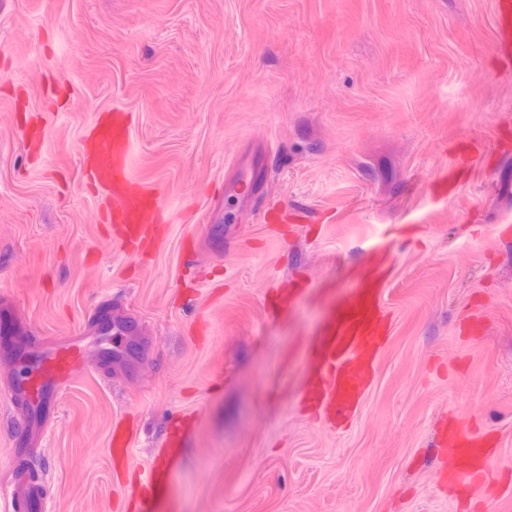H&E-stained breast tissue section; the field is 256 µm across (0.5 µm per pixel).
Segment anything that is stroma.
<instances>
[{
  "mask_svg": "<svg viewBox=\"0 0 512 512\" xmlns=\"http://www.w3.org/2000/svg\"><path fill=\"white\" fill-rule=\"evenodd\" d=\"M493 2L0 0V291L27 340L82 332L104 299L131 328L129 357L88 355L59 396L33 458L46 512H128L180 413L196 427L152 512H512V60L494 51ZM113 110L131 116V176L169 207L145 259L115 243L80 168ZM463 147V182L432 198ZM241 168L258 187L223 193ZM379 247L391 334L332 430L297 395L303 341L322 291L346 292ZM295 278L307 293L270 315ZM17 371L0 356V512ZM124 416L121 472L105 448ZM451 416L497 442L498 474L462 499L440 484Z\"/></svg>",
  "mask_w": 512,
  "mask_h": 512,
  "instance_id": "obj_1",
  "label": "stroma"
}]
</instances>
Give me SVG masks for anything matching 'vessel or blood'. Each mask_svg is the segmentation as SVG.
Masks as SVG:
<instances>
[{
    "label": "vessel or blood",
    "mask_w": 512,
    "mask_h": 512,
    "mask_svg": "<svg viewBox=\"0 0 512 512\" xmlns=\"http://www.w3.org/2000/svg\"><path fill=\"white\" fill-rule=\"evenodd\" d=\"M497 52L512 56V0H494ZM130 130L127 113L103 112L79 144L84 177L102 193L105 223L124 250H155L167 231L166 204L152 188L135 182L128 169ZM354 286L329 302L317 335L304 347L302 398L315 422L336 427L360 408L370 388L391 330L381 297L387 282L382 256H375L352 270ZM83 333L57 338L50 344L20 345L14 336L12 313L0 308V345L11 348L24 371L9 385L11 402L21 405L22 426L15 439V454L27 457L49 426L58 421V398L83 375L88 351L103 358L123 354L126 326L110 311L95 309ZM194 426L190 416L178 417L170 434L157 448L152 462L133 488L135 512H150L152 502L163 497L185 434ZM134 433L127 423L114 422L108 436L113 465H127ZM440 448L452 462L451 481L469 487L480 484L496 470L498 458L483 436L449 421L437 436ZM26 489L11 501V512H44L46 497L38 477L26 472L14 475Z\"/></svg>",
    "instance_id": "obj_1"
}]
</instances>
